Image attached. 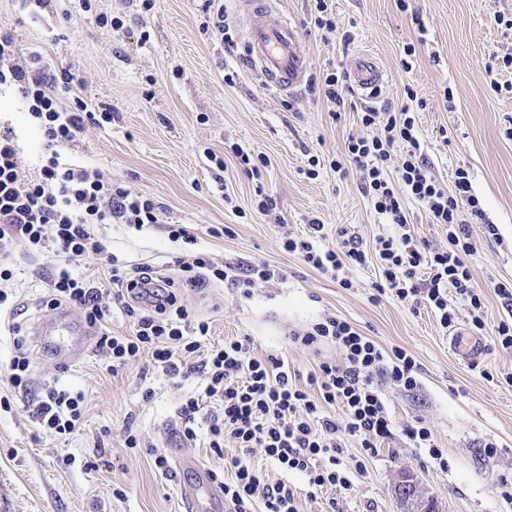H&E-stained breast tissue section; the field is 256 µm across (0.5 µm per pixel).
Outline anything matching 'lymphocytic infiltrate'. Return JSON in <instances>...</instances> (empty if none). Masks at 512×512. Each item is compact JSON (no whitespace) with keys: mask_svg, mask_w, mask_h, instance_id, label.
<instances>
[{"mask_svg":"<svg viewBox=\"0 0 512 512\" xmlns=\"http://www.w3.org/2000/svg\"><path fill=\"white\" fill-rule=\"evenodd\" d=\"M75 82L67 70L48 79L32 75L20 62L13 37L0 34V89H11L21 98L45 141L36 177L25 181L19 176L14 136L0 134V282L14 277L9 260L19 242L58 257L93 260L96 271L87 276L60 268L51 284L50 306L81 308L86 325L97 335V348L109 352V371H119L147 352L169 377L186 380L203 373V397H188L180 407V433L188 441L207 434L211 452L219 457L225 440L240 448V456L227 465L230 478L216 480L232 512H253L258 502L264 512H297L295 487L268 482L261 470L246 463L256 448L282 470L304 475L312 489L349 488L350 473L366 465L363 457L346 456L342 440L356 438L371 450L390 436L392 420L380 387L387 382L414 389L419 367L413 355L401 348L385 352L333 314L291 336L292 342L306 347L335 343L342 355L338 362L320 361L304 375L291 372L277 355L252 356L246 337L206 346L209 323L191 321L180 297L207 280H229L228 269L194 252L197 238L185 224L167 227L172 241L191 248L175 260L181 273L178 283L158 279L147 266L128 270L107 251L93 225L118 217L140 229L157 223L160 206L97 171L62 162L61 147L75 141L86 124L106 128L114 118L111 108L94 112L80 99L73 109L64 108L58 92L70 90ZM359 120L362 134L350 138L344 159L331 166L339 170L349 163L362 173L363 192L375 212L391 224L392 234L379 238L371 250L354 236L329 247L323 243V224L315 221L306 232L285 237L282 249L344 288L351 285L350 268L376 262L378 293L429 308L444 326L454 322L456 302H463L474 331L492 329L499 347L511 352L512 280L494 285L506 315L493 324L487 320L482 294L472 284L468 259L476 242L469 225L483 211L468 171L456 169L449 186L432 175L410 106L388 117L367 109ZM397 150L401 164L392 172L387 163ZM410 200L421 204L431 222L445 231L446 246L433 248L412 235L406 212ZM117 312L130 322V333L110 330ZM206 399L218 404L219 412L205 414ZM82 402L81 395L53 389L29 414L39 425L66 435L79 426ZM333 406L342 407V418L330 415Z\"/></svg>","mask_w":512,"mask_h":512,"instance_id":"1","label":"lymphocytic infiltrate"}]
</instances>
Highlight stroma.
<instances>
[{
    "label": "stroma",
    "mask_w": 512,
    "mask_h": 512,
    "mask_svg": "<svg viewBox=\"0 0 512 512\" xmlns=\"http://www.w3.org/2000/svg\"><path fill=\"white\" fill-rule=\"evenodd\" d=\"M272 21L297 26L308 72L295 94H274L245 66L240 34L232 18L233 0H94L82 12L78 0H57L54 8L34 0H0V32L10 34L24 65L50 76L67 69L78 83L62 95L64 106L81 98L109 106L111 127L89 124L61 150L105 178L128 185L161 207L156 225L136 230L100 224L95 231L108 251L127 264H148L164 277H176L173 256L184 246L171 242L169 224H189L198 252L213 262L236 267L269 263L281 279L255 284L250 294L218 282L184 293L190 317L208 321L209 343L231 337L251 340L254 356L275 354L289 367L308 373L319 360L339 359L334 344L313 350L289 343L290 331L306 329L333 313L346 318L385 351L402 348L419 366V386L406 391L387 384L382 396L394 421L393 436L382 441L349 489L310 491L302 474L284 472L261 452L249 462L270 482L296 487L297 512H402L394 486L413 475L419 493L439 512H512L502 484L512 485V353L484 332L489 352L467 365L448 347V331L429 309H415L391 295L375 296V265L349 271L351 287H341L285 252V233L324 224L326 245L336 243L337 227L374 248L387 226L361 189L355 168L339 174L330 167L350 137L361 131L365 108L399 112L413 89L424 106L417 112L421 148L432 175L451 184L456 168L466 169L484 210L472 224L477 249L469 258L473 285L484 296L489 321L505 310L494 292L498 280L512 278V93L495 92L485 72L492 57L512 54V30L495 23L512 15V0H333L336 31L322 38L314 25L311 0H272ZM225 14L223 29L205 28L208 16ZM71 21H64V12ZM104 14L123 20L121 33L100 27ZM414 47L406 55V47ZM372 53L387 77L378 98L364 102L343 88L341 105L327 101L323 76L345 72L358 51ZM233 82H225V75ZM13 130L22 163L21 179L33 176L43 153L41 132L12 91L0 92V132ZM241 146L266 164L248 175L233 148ZM318 158L309 178V158ZM271 196L274 206L258 204ZM493 224L497 235L485 234ZM230 232L211 237L210 226ZM16 275L0 290V512H181L176 468L160 471L156 453L169 461L197 458L208 470L223 467L204 442L180 441L178 409L201 395L205 381L196 374L178 382L142 354L119 372L84 342V353L65 359L81 309L68 307L67 323L48 306L50 281L60 263L52 253L14 250ZM20 322L30 361L26 387H13L7 366L15 354L13 322ZM84 395L78 430L59 435L35 424L27 408L51 389ZM428 425L448 460L440 467L426 449L415 447L406 426ZM140 439L128 447V431ZM495 440L496 454L485 444Z\"/></svg>",
    "instance_id": "stroma-1"
}]
</instances>
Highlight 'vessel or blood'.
Instances as JSON below:
<instances>
[{
    "label": "vessel or blood",
    "instance_id": "obj_1",
    "mask_svg": "<svg viewBox=\"0 0 512 512\" xmlns=\"http://www.w3.org/2000/svg\"><path fill=\"white\" fill-rule=\"evenodd\" d=\"M236 21L242 29L243 58L252 73L267 88L290 92L305 80L307 62L297 28L290 22H271L269 0H236ZM348 77L355 93L364 99L377 98L385 83V74L366 53L356 54L349 62ZM448 346L462 361L479 363L485 353L480 339L464 330L449 331ZM180 469L194 474L184 484L181 497L185 512H221V506L209 480L208 470L193 458H180Z\"/></svg>",
    "mask_w": 512,
    "mask_h": 512
}]
</instances>
